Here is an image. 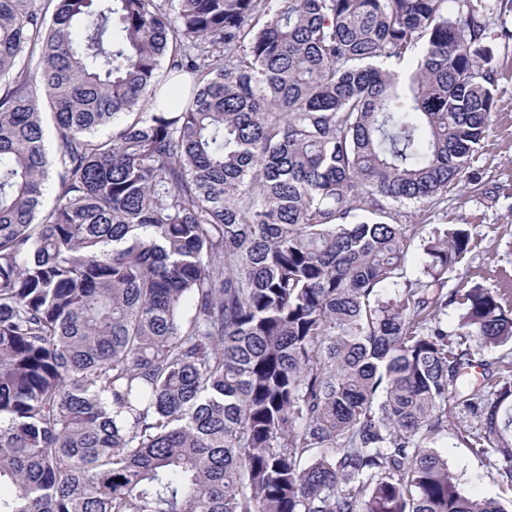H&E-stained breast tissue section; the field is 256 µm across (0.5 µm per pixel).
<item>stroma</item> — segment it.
<instances>
[{
  "mask_svg": "<svg viewBox=\"0 0 512 512\" xmlns=\"http://www.w3.org/2000/svg\"><path fill=\"white\" fill-rule=\"evenodd\" d=\"M497 82L489 129L473 154L467 171L482 179V191L471 194L466 186L448 195L447 215L433 223L467 225L475 247L468 261L448 274L449 288L481 284L491 290L512 289V47L493 41ZM437 451L448 468L471 494L498 496L501 460L473 453L456 437L442 434Z\"/></svg>",
  "mask_w": 512,
  "mask_h": 512,
  "instance_id": "obj_1",
  "label": "stroma"
}]
</instances>
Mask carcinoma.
Listing matches in <instances>:
<instances>
[{"instance_id": "carcinoma-1", "label": "carcinoma", "mask_w": 512, "mask_h": 512, "mask_svg": "<svg viewBox=\"0 0 512 512\" xmlns=\"http://www.w3.org/2000/svg\"><path fill=\"white\" fill-rule=\"evenodd\" d=\"M455 2L0 0V512H507L434 445L512 494V309L395 209L489 126ZM475 346V342H474ZM500 352L499 350L492 348V347H481V344L479 346L474 347V362L473 366L467 371L469 372L468 378L471 382L478 384V386L482 383V375L483 372L482 368H486L485 366H480V364L484 363H492L495 361V358L499 356ZM435 448L448 460V468L472 495L498 496L500 485L497 469L502 466L496 455H476L456 437L454 426L448 422V433L444 432Z\"/></svg>"}]
</instances>
